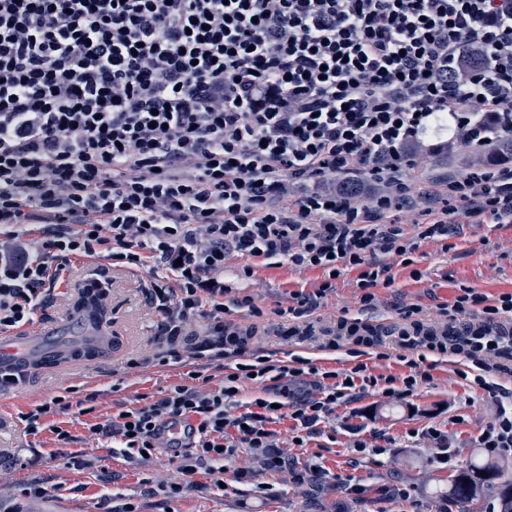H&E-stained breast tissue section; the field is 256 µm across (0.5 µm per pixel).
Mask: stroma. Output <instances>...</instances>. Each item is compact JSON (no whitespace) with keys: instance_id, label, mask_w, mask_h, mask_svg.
Returning <instances> with one entry per match:
<instances>
[{"instance_id":"obj_1","label":"stroma","mask_w":512,"mask_h":512,"mask_svg":"<svg viewBox=\"0 0 512 512\" xmlns=\"http://www.w3.org/2000/svg\"><path fill=\"white\" fill-rule=\"evenodd\" d=\"M477 159L463 145L451 153L418 155L415 183L421 186L459 175ZM413 258L412 269L388 259L385 275L391 284L376 287L377 307L371 311L361 308L358 270L342 272L333 290L306 314L314 327L309 336L289 335L297 320L287 312L288 297L295 292L315 294L324 279L322 270H298L288 264L268 267L234 255L224 265V281L234 293L254 296L267 314V331L250 339L249 352L275 361L296 354L313 360L318 368L339 372L361 361L375 376L404 377L409 370L399 362L397 346H390L384 359L374 347L362 357H352L355 343L350 339L329 347L337 321L356 319L384 329L402 324V309L415 305L430 327L441 330L448 322L444 310L461 289L472 288L491 299L512 293V224L465 225L451 247L436 240L419 241ZM247 264L253 274L240 278L238 272ZM416 269L421 278H413ZM163 282V272L148 266L130 268L88 259L74 262L68 283L44 288L45 304L35 318L51 329L58 348L69 349L80 333L77 300L86 288L101 286L108 311L105 334L112 348L78 368L65 365L47 372L25 366L22 384L0 386V504L18 507L19 512H115L127 502L138 504L141 512H336L338 491L328 486L311 490L286 472L265 475L271 489L264 495L234 482L229 472L220 488L211 485L208 476L198 475L194 488L180 498L149 495L146 483L159 485L175 476L178 460L172 449H158L151 459L133 464L113 453L111 439L92 433L93 425L158 400L173 385L214 387L224 380L223 369L215 363L187 357L160 361L166 341L159 330L161 315L149 294ZM464 366L463 357L426 352L421 367L430 379L418 383L413 395L388 402L371 388L357 392L302 448L291 445L288 420L277 421L273 429L278 444L296 467L317 461L333 473L359 480L366 493L354 504V512H459L434 490L448 486L453 470L480 458L478 432L492 421L505 393L512 392V376L507 374L498 377L494 393L467 387L457 375ZM44 403L51 404L52 411L41 417L38 433L30 434L26 417ZM354 411L370 414L358 435L347 427ZM57 426L67 431V439L57 438ZM427 426L447 431L449 468L436 463L433 443L417 437V430ZM357 438L384 446V454H358L352 448ZM73 458L78 466H70ZM35 482L47 493L26 500L23 490ZM392 484L405 488L407 497L383 496L381 487Z\"/></svg>"}]
</instances>
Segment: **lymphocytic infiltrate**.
Listing matches in <instances>:
<instances>
[{
	"mask_svg": "<svg viewBox=\"0 0 512 512\" xmlns=\"http://www.w3.org/2000/svg\"><path fill=\"white\" fill-rule=\"evenodd\" d=\"M512 137V0H0V333L32 322L41 291L72 260L153 264L167 284L151 295L168 357L201 319L197 353L236 358L222 386L177 384L122 410L93 433L127 458L183 447V478L220 482L240 449L251 484L287 468L270 425L292 422L308 442L352 397L374 387L367 363L343 374L310 359L244 362L264 310L245 295L225 303L224 263L358 270L373 305L376 254L411 265L417 239L444 241L462 224L512 223V165L497 159L412 190L414 156L464 145L483 153ZM368 182L348 188L343 174ZM423 223L409 237L399 212ZM247 311V329L225 320ZM402 347L462 354L488 388L507 372L512 294L472 289L445 331L419 321ZM316 393L303 392L307 376ZM261 382L241 399L239 383ZM188 422L184 440L168 437ZM476 443L512 457V404H499Z\"/></svg>",
	"mask_w": 512,
	"mask_h": 512,
	"instance_id": "lymphocytic-infiltrate-1",
	"label": "lymphocytic infiltrate"
}]
</instances>
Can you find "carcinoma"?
<instances>
[{
	"label": "carcinoma",
	"mask_w": 512,
	"mask_h": 512,
	"mask_svg": "<svg viewBox=\"0 0 512 512\" xmlns=\"http://www.w3.org/2000/svg\"><path fill=\"white\" fill-rule=\"evenodd\" d=\"M83 335L80 346L88 349H103L106 338L101 334V326L106 315L100 296L92 291L85 292L76 303ZM496 491L500 512H512V462L507 460L473 461L459 469L450 479L445 495L448 499L465 507L463 512H472L468 506L477 500L481 493Z\"/></svg>",
	"instance_id": "obj_1"
}]
</instances>
